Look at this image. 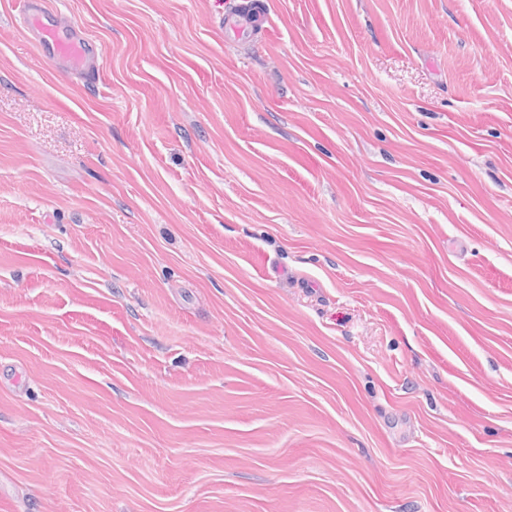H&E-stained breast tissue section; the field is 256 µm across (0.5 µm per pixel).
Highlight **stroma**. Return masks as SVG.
<instances>
[{
  "label": "stroma",
  "mask_w": 512,
  "mask_h": 512,
  "mask_svg": "<svg viewBox=\"0 0 512 512\" xmlns=\"http://www.w3.org/2000/svg\"><path fill=\"white\" fill-rule=\"evenodd\" d=\"M0 0V512H512V0ZM28 24L37 34L39 46L52 53L53 56L65 61L72 73L81 74L86 81L94 83L95 73L91 66L92 48L82 38L61 39L57 36L56 27L45 21L49 16L44 8L24 0Z\"/></svg>",
  "instance_id": "1"
}]
</instances>
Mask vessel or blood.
Here are the masks:
<instances>
[{"label": "vessel or blood", "instance_id": "b4317fda", "mask_svg": "<svg viewBox=\"0 0 512 512\" xmlns=\"http://www.w3.org/2000/svg\"><path fill=\"white\" fill-rule=\"evenodd\" d=\"M23 7L30 28L37 33L39 46L65 61L71 72L83 75L86 81H94L95 73L91 66L93 51L90 45L80 38H59L55 26L45 20V9L34 5L32 0H25Z\"/></svg>", "mask_w": 512, "mask_h": 512}]
</instances>
